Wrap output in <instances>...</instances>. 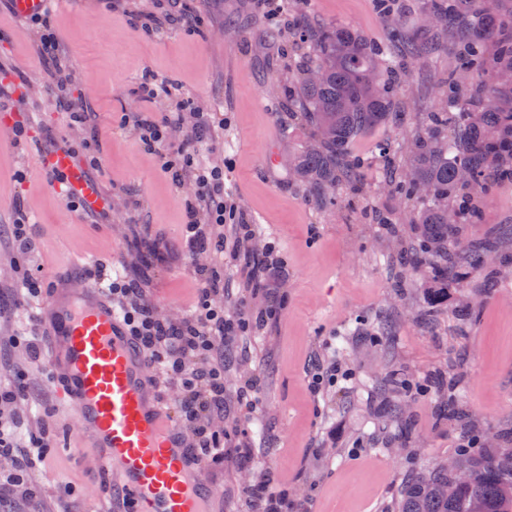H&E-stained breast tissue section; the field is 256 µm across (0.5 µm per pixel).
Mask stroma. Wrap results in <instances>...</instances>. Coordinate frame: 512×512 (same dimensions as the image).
Segmentation results:
<instances>
[{
	"mask_svg": "<svg viewBox=\"0 0 512 512\" xmlns=\"http://www.w3.org/2000/svg\"><path fill=\"white\" fill-rule=\"evenodd\" d=\"M50 25L67 66L60 78L71 102L88 112L73 125L51 93L53 80L41 56L36 22L0 0V68L24 83L0 97V128L28 127V143H0V336L20 333L26 310H15L16 265L53 272L91 261L133 279L157 313L177 320L195 301V262L178 253L190 184L174 185L157 154L147 151L129 113L144 106L131 90L148 72L170 78L198 109L216 121L202 148L223 167L224 181L240 209L257 226L236 266L224 270V309L233 312L245 284L262 283L284 298L274 326L253 331L226 358L224 399L231 404L241 380L263 379L256 410L233 408L224 428L232 441L247 442L253 455L241 461L225 454L223 467L209 472L224 494L227 512H244V486L259 469L274 473L276 487L302 501L303 512H392L402 483L447 462L463 437L479 448H496L512 431V184L500 186L482 220L468 224L472 238L502 239L497 262L501 286L486 295L471 285H450L447 302L432 324L421 315L434 284L408 270L406 287L393 286L392 256L401 238L365 223L346 202L321 203L311 184L288 174V162L311 138L280 108L283 89L298 67L285 45L268 42L266 9L260 0H52ZM177 11L198 17L196 28L165 26L161 35L142 24ZM305 19L342 23L367 38L390 44L386 23L372 0H282L277 22ZM450 51L416 66L404 95L409 109L396 118L395 138L408 137L422 112L437 102L440 73L456 66ZM74 148L97 182L106 213L71 209L53 194L43 153L55 145ZM36 225L34 250L19 255L10 226L19 216ZM274 244L280 275H265L267 244ZM474 307L461 325L458 312ZM382 323L387 335L372 344L368 325ZM348 368L320 396L308 388L314 359ZM456 369L461 403L476 428L463 433L454 420L436 416L439 402L431 376ZM21 370L34 394L22 419L45 416L56 445L55 471L35 466L42 499L67 486L75 512H95L99 492L95 460H74L59 449L69 422L53 409L47 371L26 363L19 345L0 346V372ZM398 370L416 383L402 400L380 391L378 382Z\"/></svg>",
	"mask_w": 512,
	"mask_h": 512,
	"instance_id": "1",
	"label": "stroma"
}]
</instances>
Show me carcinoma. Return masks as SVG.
<instances>
[{"label":"carcinoma","instance_id":"obj_1","mask_svg":"<svg viewBox=\"0 0 512 512\" xmlns=\"http://www.w3.org/2000/svg\"><path fill=\"white\" fill-rule=\"evenodd\" d=\"M376 13L391 26L392 37H403L397 0H373ZM417 38L400 51L406 63L383 59L384 49L343 24L302 27L289 49L306 47L312 56L288 81L283 109L298 115L312 130V144L290 170L319 186L328 201L345 192L357 201L372 224L394 232L392 217L366 209L361 169L372 160L379 180L409 212V223L421 226L400 257L439 282L430 303L448 297V277L465 281L479 277V291L500 286L495 254L488 240L459 233L460 224H478L490 190L512 183V10L502 0H423L415 20ZM456 28L453 53L459 65L437 81V106L426 113L411 137L375 141L363 157L350 158V147L364 132L385 128L404 103L400 90L407 63L438 53L448 29ZM407 154L408 166L394 165ZM446 400L440 414L453 415L460 426L472 427L469 413L458 402L454 385L441 374L431 380ZM383 386L403 397L413 384L391 372ZM466 481L456 472L434 467L406 481L396 512H512V447L461 449L454 458Z\"/></svg>","mask_w":512,"mask_h":512}]
</instances>
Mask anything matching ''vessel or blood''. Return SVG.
<instances>
[{"mask_svg": "<svg viewBox=\"0 0 512 512\" xmlns=\"http://www.w3.org/2000/svg\"><path fill=\"white\" fill-rule=\"evenodd\" d=\"M49 165L64 176L52 185L62 198L94 197L69 154H53ZM34 317L56 405L76 419L69 453L93 455L106 485L97 512H223V494L207 489L161 379L106 287L57 271Z\"/></svg>", "mask_w": 512, "mask_h": 512, "instance_id": "vessel-or-blood-1", "label": "vessel or blood"}]
</instances>
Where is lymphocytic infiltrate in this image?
<instances>
[{
  "label": "lymphocytic infiltrate",
  "instance_id": "obj_1",
  "mask_svg": "<svg viewBox=\"0 0 512 512\" xmlns=\"http://www.w3.org/2000/svg\"><path fill=\"white\" fill-rule=\"evenodd\" d=\"M138 93L146 101L160 97L171 101L170 109L154 118L133 117L144 130L148 149L162 146L173 129L183 127L186 116L195 118L190 134L163 161L174 184L194 186L195 202L185 211L184 255L192 257L211 249L223 254L228 247L224 227L231 223L238 225L242 238H252L253 226L238 220L235 201L224 188L223 167L211 164L195 147L210 131L213 120L209 113L196 111L192 101L178 94L176 85L165 77L143 76ZM196 280L194 309L179 322L156 315L144 303L142 290L123 277L112 278L108 290L131 335L141 341L154 370L163 375L177 408L179 430L207 468L223 465L225 448L233 447L220 423L224 416V354L247 334L252 313L244 304L235 314L225 313L224 272L216 265L198 266ZM18 438L16 425L0 423V491L8 495L31 494L30 467L54 442L48 428L29 431L27 452L22 455ZM245 494L249 512H298L287 492L277 489L270 470L255 476Z\"/></svg>",
  "mask_w": 512,
  "mask_h": 512
}]
</instances>
